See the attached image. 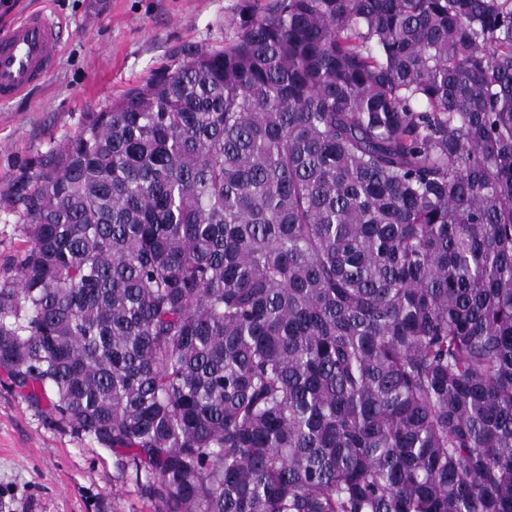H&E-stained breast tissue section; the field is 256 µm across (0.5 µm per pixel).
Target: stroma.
<instances>
[{
	"label": "stroma",
	"instance_id": "35a3bbf8",
	"mask_svg": "<svg viewBox=\"0 0 512 512\" xmlns=\"http://www.w3.org/2000/svg\"><path fill=\"white\" fill-rule=\"evenodd\" d=\"M250 0H46L63 50L46 81L0 104V193L26 160L111 107L186 45L219 49ZM110 450L56 426L0 369V512H154Z\"/></svg>",
	"mask_w": 512,
	"mask_h": 512
}]
</instances>
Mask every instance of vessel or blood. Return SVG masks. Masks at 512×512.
I'll use <instances>...</instances> for the list:
<instances>
[{"instance_id":"obj_1","label":"vessel or blood","mask_w":512,"mask_h":512,"mask_svg":"<svg viewBox=\"0 0 512 512\" xmlns=\"http://www.w3.org/2000/svg\"><path fill=\"white\" fill-rule=\"evenodd\" d=\"M61 26L45 10L25 13L0 37V103L43 80L60 55Z\"/></svg>"}]
</instances>
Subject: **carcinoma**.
<instances>
[{
	"label": "carcinoma",
	"mask_w": 512,
	"mask_h": 512,
	"mask_svg": "<svg viewBox=\"0 0 512 512\" xmlns=\"http://www.w3.org/2000/svg\"><path fill=\"white\" fill-rule=\"evenodd\" d=\"M0 207V368L155 512H512V0L248 7ZM23 225L16 216L0 208V271L13 263L26 246Z\"/></svg>",
	"instance_id": "carcinoma-1"
}]
</instances>
